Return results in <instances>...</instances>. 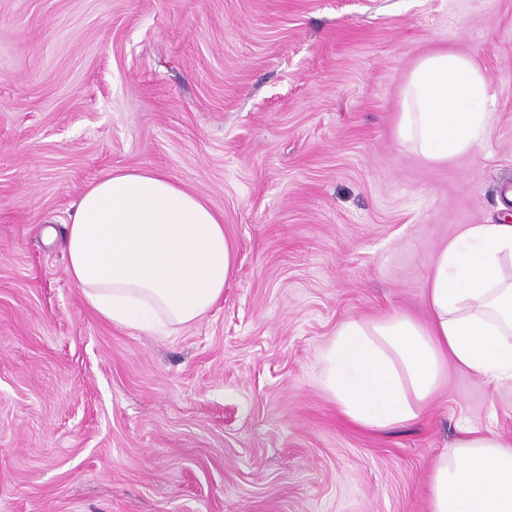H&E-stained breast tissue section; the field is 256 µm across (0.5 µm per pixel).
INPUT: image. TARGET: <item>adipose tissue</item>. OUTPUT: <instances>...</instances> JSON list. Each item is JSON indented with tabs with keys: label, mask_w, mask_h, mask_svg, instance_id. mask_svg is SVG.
<instances>
[{
	"label": "adipose tissue",
	"mask_w": 512,
	"mask_h": 512,
	"mask_svg": "<svg viewBox=\"0 0 512 512\" xmlns=\"http://www.w3.org/2000/svg\"><path fill=\"white\" fill-rule=\"evenodd\" d=\"M484 74L467 55L422 57L403 87L396 134L428 163L473 150L491 132ZM84 303L118 327L162 333L202 318L233 268L222 217L161 171H119L79 198L65 237ZM428 325L404 314L348 320L322 354L327 390L351 421L415 420L445 360L493 387L512 386V224H470L440 250ZM431 512H512V448L467 429L436 459Z\"/></svg>",
	"instance_id": "ef3b65f1"
}]
</instances>
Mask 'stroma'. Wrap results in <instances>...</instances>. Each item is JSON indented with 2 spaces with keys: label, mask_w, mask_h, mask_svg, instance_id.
Returning a JSON list of instances; mask_svg holds the SVG:
<instances>
[{
  "label": "stroma",
  "mask_w": 512,
  "mask_h": 512,
  "mask_svg": "<svg viewBox=\"0 0 512 512\" xmlns=\"http://www.w3.org/2000/svg\"><path fill=\"white\" fill-rule=\"evenodd\" d=\"M474 58L495 120L403 149L404 83ZM172 176L235 267L199 320L118 327L62 234L112 172ZM512 0H0V512H430L464 427L512 446V390L445 367L410 423L322 383L339 325L428 319L440 248L512 214Z\"/></svg>",
  "instance_id": "35a3bbf8"
}]
</instances>
